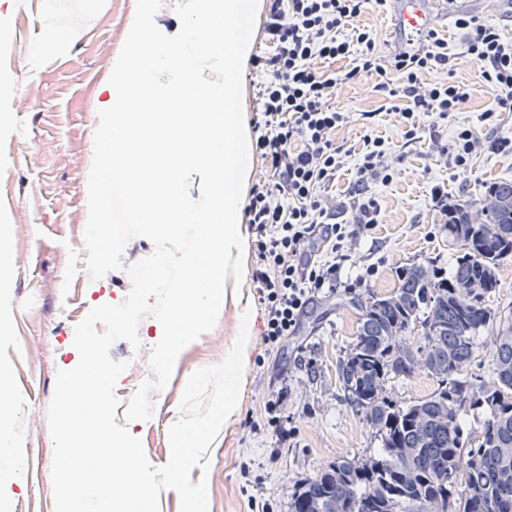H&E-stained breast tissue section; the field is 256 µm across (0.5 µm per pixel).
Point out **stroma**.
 Returning a JSON list of instances; mask_svg holds the SVG:
<instances>
[{
  "label": "stroma",
  "mask_w": 512,
  "mask_h": 512,
  "mask_svg": "<svg viewBox=\"0 0 512 512\" xmlns=\"http://www.w3.org/2000/svg\"><path fill=\"white\" fill-rule=\"evenodd\" d=\"M135 10L136 0H10L0 36V75L12 87L0 107L13 118L12 131L0 132V226L11 228L0 256L6 262L0 277V381L11 401L0 435H15L18 456L32 461L30 471L0 485V512H54L47 410L56 374L75 354L76 325L94 307L122 303L131 289L127 267L154 250L148 238L133 237L123 251V269L89 277L84 227L98 108ZM451 13L437 28L456 56L455 79L470 97L459 119L440 127V136L451 140L464 120L481 137L512 141V112L492 111L496 92L452 22L458 15L477 16L499 24L512 40V0H500L494 11L460 0ZM47 27L62 35V50L28 62L21 48ZM373 84L368 77L336 89L337 107L351 114L336 138L358 150L364 136L385 139L393 179L377 187L379 221L353 244L336 288L319 292L278 346L266 345L264 308L253 279L260 258L249 247L242 284L227 281L214 328L180 352L168 384L151 395V418H116L142 441L150 463L163 466L189 377L223 361L239 336L241 314L249 313V362L237 406L202 467L191 471L192 481H207L209 512H289L303 479L336 460L377 454L381 442L345 400L338 372L357 331V303L392 292L398 269L420 264L450 272L459 250L448 243L446 218L431 201L433 186H444L453 200H477L491 182L512 180V153L480 150L457 170L433 150L428 134L406 142L398 112L383 108ZM365 111L372 119L362 120ZM153 330L152 318H144L139 347L123 340L111 347L112 359L128 364L116 383L120 403H128L152 375Z\"/></svg>",
  "instance_id": "stroma-1"
}]
</instances>
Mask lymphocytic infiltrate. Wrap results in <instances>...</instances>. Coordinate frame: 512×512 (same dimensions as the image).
I'll list each match as a JSON object with an SVG mask.
<instances>
[{
  "mask_svg": "<svg viewBox=\"0 0 512 512\" xmlns=\"http://www.w3.org/2000/svg\"><path fill=\"white\" fill-rule=\"evenodd\" d=\"M387 0H268L265 50L251 60L262 75L251 118L255 151L265 171L248 197L244 215L261 264L253 273L264 306V340L277 346L290 335L312 294L332 287L338 257L381 213L377 184L392 181L389 147L367 136L361 150L338 144L336 132L350 120L332 100L337 85L371 77L386 102L404 101L400 115L407 141L421 128L438 138L449 115L463 111L465 86L453 81L456 62L447 40L428 29L415 51L376 48L365 15ZM467 51L484 81L498 91L495 109L512 112V42L494 22L459 17ZM348 68H337L340 60ZM352 165L355 179L346 200L329 197L336 176ZM320 240L326 256L306 254Z\"/></svg>",
  "mask_w": 512,
  "mask_h": 512,
  "instance_id": "1",
  "label": "lymphocytic infiltrate"
}]
</instances>
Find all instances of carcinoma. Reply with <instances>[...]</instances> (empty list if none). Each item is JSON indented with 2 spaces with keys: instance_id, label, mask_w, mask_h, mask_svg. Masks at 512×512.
Masks as SVG:
<instances>
[{
  "instance_id": "carcinoma-1",
  "label": "carcinoma",
  "mask_w": 512,
  "mask_h": 512,
  "mask_svg": "<svg viewBox=\"0 0 512 512\" xmlns=\"http://www.w3.org/2000/svg\"><path fill=\"white\" fill-rule=\"evenodd\" d=\"M448 244L458 256L449 276L416 265L396 271L397 288L358 304L356 336L339 365L348 402L381 440L380 452L356 466L330 463L295 488L291 512H512V306L487 299L500 287L497 269L512 257V181L491 183L478 200L448 208ZM421 327L416 344L403 336ZM493 335L489 382L464 375L483 332ZM425 372L437 379L427 397L393 399L386 384ZM485 413L470 437L469 411Z\"/></svg>"
}]
</instances>
